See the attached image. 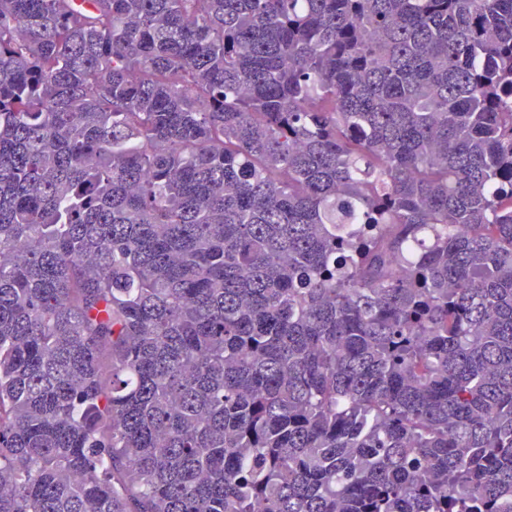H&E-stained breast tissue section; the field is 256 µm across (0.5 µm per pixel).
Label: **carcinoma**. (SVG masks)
I'll return each mask as SVG.
<instances>
[{
	"instance_id": "cac0c4a2",
	"label": "carcinoma",
	"mask_w": 512,
	"mask_h": 512,
	"mask_svg": "<svg viewBox=\"0 0 512 512\" xmlns=\"http://www.w3.org/2000/svg\"><path fill=\"white\" fill-rule=\"evenodd\" d=\"M0 512H512V0H0Z\"/></svg>"
}]
</instances>
